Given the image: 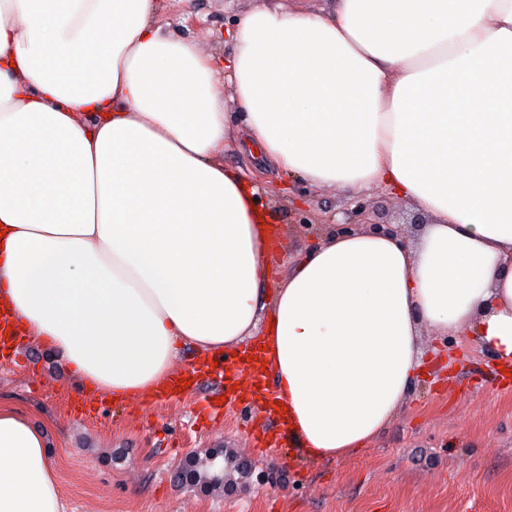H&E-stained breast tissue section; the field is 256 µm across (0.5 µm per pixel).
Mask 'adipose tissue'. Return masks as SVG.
<instances>
[{"label":"adipose tissue","instance_id":"ef3b65f1","mask_svg":"<svg viewBox=\"0 0 512 512\" xmlns=\"http://www.w3.org/2000/svg\"><path fill=\"white\" fill-rule=\"evenodd\" d=\"M227 38L224 65L157 0H0V299L118 400L182 345L258 338L290 437L345 457L397 417L422 334L512 364V0H294ZM239 141L260 177L384 186L430 221L328 233L268 291ZM50 439L0 404V512H65Z\"/></svg>","mask_w":512,"mask_h":512}]
</instances>
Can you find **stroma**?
I'll return each mask as SVG.
<instances>
[{
    "instance_id": "obj_1",
    "label": "stroma",
    "mask_w": 512,
    "mask_h": 512,
    "mask_svg": "<svg viewBox=\"0 0 512 512\" xmlns=\"http://www.w3.org/2000/svg\"><path fill=\"white\" fill-rule=\"evenodd\" d=\"M277 0H164L162 21L201 48L230 56L240 14ZM258 200L290 263L330 231L348 230L357 206L410 231L415 206L383 189L349 194L298 177L261 181ZM426 373L397 418L369 446L312 461L283 432L254 445L264 414L240 400L197 418L205 385L177 397L107 403L83 389L51 350L23 339L0 357V403L52 427L51 463L66 512H512V377L472 337H423ZM226 480L186 479L209 455Z\"/></svg>"
}]
</instances>
